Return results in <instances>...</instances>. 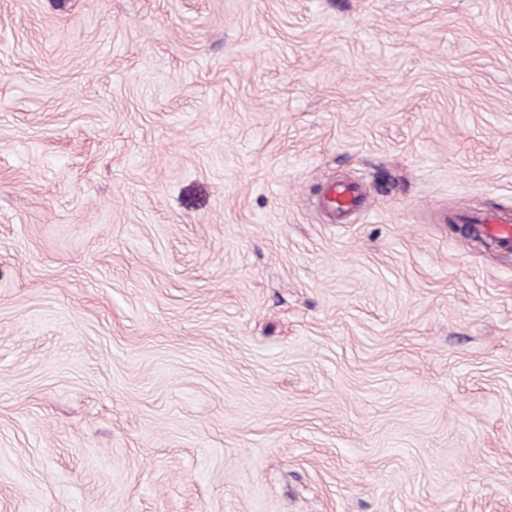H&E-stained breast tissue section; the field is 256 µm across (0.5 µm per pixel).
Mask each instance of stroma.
<instances>
[{"instance_id":"35a3bbf8","label":"stroma","mask_w":512,"mask_h":512,"mask_svg":"<svg viewBox=\"0 0 512 512\" xmlns=\"http://www.w3.org/2000/svg\"><path fill=\"white\" fill-rule=\"evenodd\" d=\"M450 210L512 211V0H0V512H512ZM363 203L360 186L350 180H330L318 193V207L331 223L358 213Z\"/></svg>"}]
</instances>
